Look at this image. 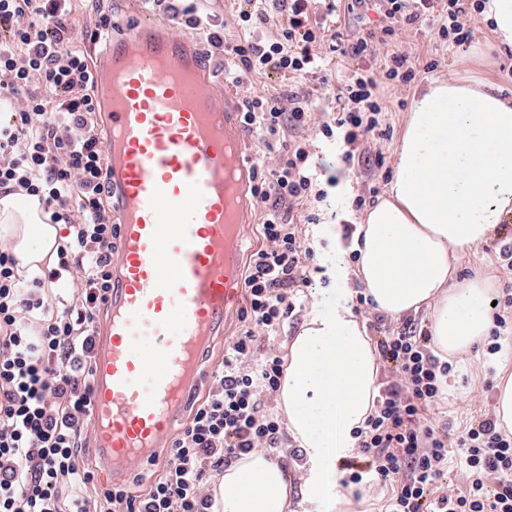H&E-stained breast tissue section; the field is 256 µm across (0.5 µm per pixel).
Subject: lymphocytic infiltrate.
<instances>
[{"label":"lymphocytic infiltrate","instance_id":"f902f5d3","mask_svg":"<svg viewBox=\"0 0 512 512\" xmlns=\"http://www.w3.org/2000/svg\"><path fill=\"white\" fill-rule=\"evenodd\" d=\"M75 0H0V193L19 194L50 211L66 232L56 259L33 278L20 274L0 247V512H213L211 483L241 455L280 447L282 419L266 404L278 392L284 360L274 340L323 268L308 227L335 186L316 150L340 142L348 167L382 154L372 147L385 132L380 81L403 86L437 60L419 62L394 45L410 26L429 20L451 45L471 40L461 18L481 0H349L363 15L377 5L383 23L344 36L336 28V0H244L235 10L237 37L204 0H145L170 24L189 31L204 61L224 64V80L248 89L240 120L252 147V194L265 206L260 245L243 274V327L212 376L190 420L163 452V472L142 492L115 485L84 494L94 474L84 464L92 404V349L99 315L112 290L118 226L102 111L93 87L96 64L75 46L70 16ZM273 35H264L266 26ZM388 45L376 64L378 44ZM364 64L342 80L332 60ZM280 90L256 87L268 73ZM330 107L316 119L320 104ZM75 289L69 305L59 291ZM379 330L376 349L393 370L379 384L374 409L352 432L354 451L340 464V487L376 480L390 485L385 512H512V428L497 418L452 433L440 418L452 370L437 355L422 324L385 327L365 293L351 305ZM461 465V484L439 486L449 458Z\"/></svg>","mask_w":512,"mask_h":512}]
</instances>
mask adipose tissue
Wrapping results in <instances>:
<instances>
[{"label":"adipose tissue","mask_w":512,"mask_h":512,"mask_svg":"<svg viewBox=\"0 0 512 512\" xmlns=\"http://www.w3.org/2000/svg\"><path fill=\"white\" fill-rule=\"evenodd\" d=\"M385 196L362 220L351 250L337 249L389 317L430 310L440 353L455 357L492 327V283L456 273L455 258L486 242L512 217V102L457 75L432 81L414 100L396 150ZM0 233L14 241L21 267L55 257L56 227L17 194L0 197ZM277 407L309 465L306 496H333L336 462L352 448L350 433L378 392L379 357L351 311L308 315L286 356ZM284 465L257 450L227 467L215 488V512H288Z\"/></svg>","instance_id":"adipose-tissue-1"}]
</instances>
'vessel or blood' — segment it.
<instances>
[{
  "label": "vessel or blood",
  "instance_id": "b4317fda",
  "mask_svg": "<svg viewBox=\"0 0 512 512\" xmlns=\"http://www.w3.org/2000/svg\"><path fill=\"white\" fill-rule=\"evenodd\" d=\"M97 93L120 224L110 312L93 350L94 446L113 483L161 454L201 360L243 290L251 155L232 92L211 95L191 35L131 4Z\"/></svg>",
  "mask_w": 512,
  "mask_h": 512
}]
</instances>
